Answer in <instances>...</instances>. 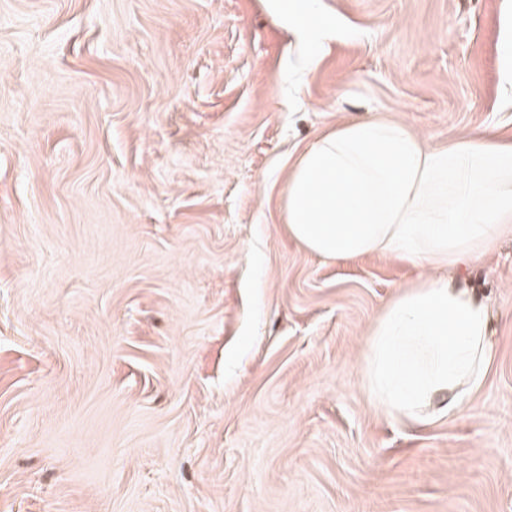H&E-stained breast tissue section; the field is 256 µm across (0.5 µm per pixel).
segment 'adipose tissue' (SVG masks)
<instances>
[{"instance_id": "adipose-tissue-1", "label": "adipose tissue", "mask_w": 512, "mask_h": 512, "mask_svg": "<svg viewBox=\"0 0 512 512\" xmlns=\"http://www.w3.org/2000/svg\"><path fill=\"white\" fill-rule=\"evenodd\" d=\"M316 0H276L300 33L337 28ZM289 237L331 261L383 256L427 268L369 331L360 364L375 408L409 422L458 416L487 376L486 304L448 268L512 236V141L479 130L435 148L382 117L339 121L302 151L281 198Z\"/></svg>"}]
</instances>
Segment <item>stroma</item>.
I'll use <instances>...</instances> for the list:
<instances>
[{
    "label": "stroma",
    "mask_w": 512,
    "mask_h": 512,
    "mask_svg": "<svg viewBox=\"0 0 512 512\" xmlns=\"http://www.w3.org/2000/svg\"><path fill=\"white\" fill-rule=\"evenodd\" d=\"M0 0V512H512V237L453 419L380 415L374 320L423 267L287 234L289 164L344 118L512 136L503 0ZM318 56L307 68L309 56ZM278 11L288 18L301 34L315 36L323 41L336 38V24L327 21L318 14L316 0H277ZM503 28L501 93L507 103H512V4L505 8Z\"/></svg>",
    "instance_id": "stroma-1"
}]
</instances>
